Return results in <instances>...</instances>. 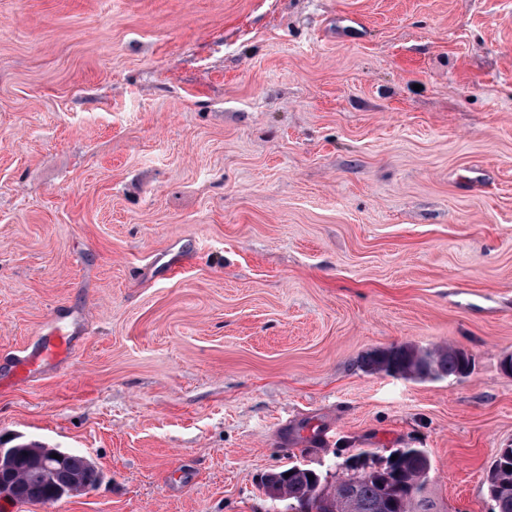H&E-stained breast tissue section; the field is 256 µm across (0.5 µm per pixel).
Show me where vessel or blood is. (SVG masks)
<instances>
[{
    "label": "vessel or blood",
    "instance_id": "b4317fda",
    "mask_svg": "<svg viewBox=\"0 0 512 512\" xmlns=\"http://www.w3.org/2000/svg\"><path fill=\"white\" fill-rule=\"evenodd\" d=\"M74 345L71 332L62 331L58 324H50L47 334L38 337L33 345L10 353L11 379L16 383H27L46 368L63 367Z\"/></svg>",
    "mask_w": 512,
    "mask_h": 512
}]
</instances>
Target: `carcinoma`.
<instances>
[{"mask_svg":"<svg viewBox=\"0 0 512 512\" xmlns=\"http://www.w3.org/2000/svg\"><path fill=\"white\" fill-rule=\"evenodd\" d=\"M363 366L372 373L439 380L467 375L471 358L451 345L399 344L369 353ZM393 455L397 456L394 461ZM50 464L43 445L18 443L12 448L8 466L10 482L18 489L16 501L54 502L69 491L71 482L91 488L100 478L86 457L73 452L59 469L48 470ZM342 468L330 481L316 470L292 465L262 476L261 489L287 512H414L425 502L431 462L422 448H396L385 457L363 450L343 459ZM488 471L487 488L495 512H512V448L499 449Z\"/></svg>","mask_w":512,"mask_h":512,"instance_id":"cac0c4a2","label":"carcinoma"}]
</instances>
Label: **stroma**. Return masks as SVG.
I'll return each instance as SVG.
<instances>
[{
    "label": "stroma",
    "mask_w": 512,
    "mask_h": 512,
    "mask_svg": "<svg viewBox=\"0 0 512 512\" xmlns=\"http://www.w3.org/2000/svg\"><path fill=\"white\" fill-rule=\"evenodd\" d=\"M0 439L100 482L28 512H284L268 471L512 447V0H0ZM466 351L463 377L367 372ZM74 345V336L70 331L53 322L47 334L38 336L33 345L14 350L7 356L10 359L11 380L15 383H27L40 375L47 367L61 368L69 358ZM363 366L372 373L439 380L467 375L471 358L464 350L451 345L420 348L399 344L369 353L363 359Z\"/></svg>",
    "instance_id": "35a3bbf8"
}]
</instances>
